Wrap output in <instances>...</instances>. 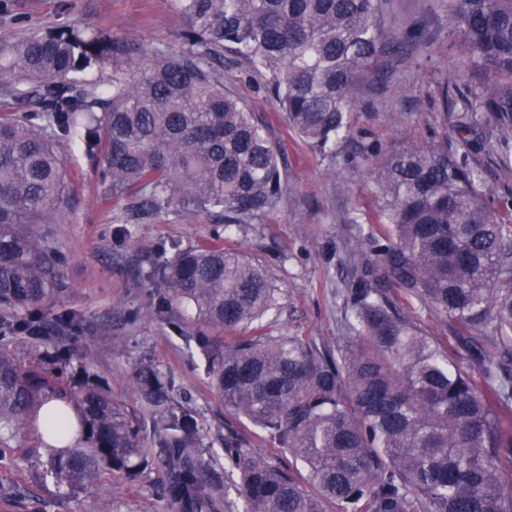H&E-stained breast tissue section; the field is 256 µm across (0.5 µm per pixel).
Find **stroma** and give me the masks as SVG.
Segmentation results:
<instances>
[{"label": "stroma", "instance_id": "1", "mask_svg": "<svg viewBox=\"0 0 512 512\" xmlns=\"http://www.w3.org/2000/svg\"><path fill=\"white\" fill-rule=\"evenodd\" d=\"M447 0H388L385 34L403 35L427 25L426 44L392 60L385 83L359 80L364 103L351 112L336 143L335 160H327L288 126L278 103L266 96L260 76L246 63L225 62L224 87L265 122L271 142L282 153L285 191L277 207L243 230L224 232L227 247L262 264L280 296V308L266 319L275 335L302 336L335 347L346 334L343 289L360 265L368 245L359 232L380 234V204L371 173L373 147L405 141L430 142L433 133L448 136L456 148L464 133L443 109L440 87L448 73L459 86L471 81L453 35L448 30ZM21 26L47 30L78 22L121 41L179 51L185 19L176 0H14ZM501 133H487L473 159L482 175V190L501 216L512 214V174L500 169L496 149ZM67 198L55 214L52 244L65 258L67 309L82 315L85 329L73 341L77 353L106 379L128 418L143 415L128 388L132 366L153 361L173 377L198 414L206 444L222 448L226 428H234L255 448L268 449L262 432L227 410L209 384L195 347L181 336L178 319L162 320L153 312L152 288L135 284L134 269L152 260L160 246L188 247L212 242L217 229L207 215L170 209L133 225L124 240L116 219L126 202L102 196L100 172L76 150L65 147ZM136 309L135 322L124 319ZM26 454L14 470L0 468V512H179L160 492L166 474L154 466L136 480L121 476L60 498L56 488L37 477L44 455L36 434L21 440Z\"/></svg>", "mask_w": 512, "mask_h": 512}]
</instances>
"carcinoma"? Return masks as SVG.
Returning a JSON list of instances; mask_svg holds the SVG:
<instances>
[{
    "mask_svg": "<svg viewBox=\"0 0 512 512\" xmlns=\"http://www.w3.org/2000/svg\"><path fill=\"white\" fill-rule=\"evenodd\" d=\"M180 52H144L73 23L0 40V466L37 432L39 478L66 494L106 474L138 477L161 464V492L180 512H512V218L484 201L471 141H433L371 154L386 244L374 246L346 288L348 335L335 351L274 336L279 308L266 270L222 244L163 251L135 269L155 311L186 320L206 376L224 404L264 432L260 453L235 431L224 473L202 458L196 412L153 363L129 390L154 422L150 441L112 389L66 342L34 364L12 351L26 335L83 332L62 308L64 257L50 244L66 190L60 149L76 145L101 167L104 197L144 219L171 207L228 229L272 211L281 158L266 125L224 90V52L268 76L292 130L328 156L360 106L356 74L425 39L380 35L383 0H178ZM448 30L477 78L448 95L460 127L512 130V0H448ZM112 71L104 72L106 66ZM393 284L448 326L440 345L384 291ZM48 396L46 433L31 414Z\"/></svg>",
    "mask_w": 512,
    "mask_h": 512,
    "instance_id": "carcinoma-1",
    "label": "carcinoma"
}]
</instances>
